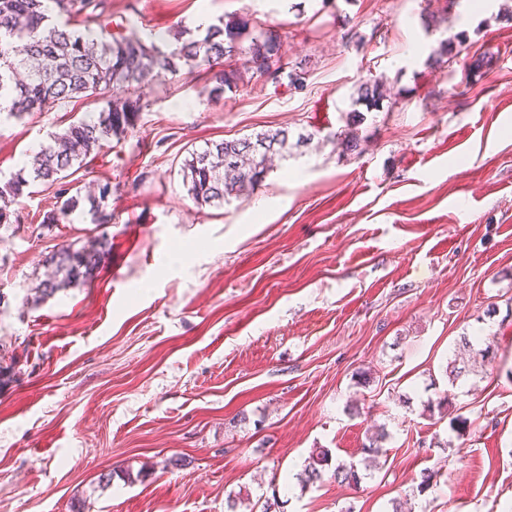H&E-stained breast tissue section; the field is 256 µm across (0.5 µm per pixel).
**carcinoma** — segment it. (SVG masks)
<instances>
[{
  "label": "carcinoma",
  "mask_w": 512,
  "mask_h": 512,
  "mask_svg": "<svg viewBox=\"0 0 512 512\" xmlns=\"http://www.w3.org/2000/svg\"><path fill=\"white\" fill-rule=\"evenodd\" d=\"M95 0H0V120L22 119L47 112L76 98L102 96L114 86L128 91L124 98L107 101L106 109L95 119L81 118L61 132L53 134L52 143L35 154L28 173L22 172L0 185V224L12 223L11 203L36 183L57 185L61 205L45 216L44 222L57 224L75 211L81 201L89 204L95 220L107 221L106 201L109 185L99 195H68L64 179L74 168L86 165V159L99 152L103 143L134 128L148 106L141 82L149 74L175 73L186 66L207 76L205 92L221 98L224 90L248 83L257 77L275 84L282 77L289 85H304L306 72L285 71L280 53V36L267 29L254 35L250 20L231 17L211 25L201 39L188 38L180 47L165 51L146 43L134 33L112 36L76 29L60 16H75L93 5ZM465 42L464 34L439 42L433 51L435 62H454ZM383 78L368 79L357 90L356 103L370 112L380 107L386 97ZM364 114L353 110L346 117V128L336 134L344 150L360 151L365 138L359 135ZM288 152V133L283 130L261 132L253 138L223 140L195 149L183 165L188 195L198 205L224 203L231 197L254 192L269 172L268 158ZM107 253L106 243L93 249L62 246L51 258L53 276L42 281L35 291L40 300L72 284L92 279ZM387 438L385 428L371 433L362 452L364 467L378 456ZM329 462V452L315 449L304 465L302 486L322 478ZM333 477L351 485L361 482L358 465L338 462Z\"/></svg>",
  "instance_id": "1"
}]
</instances>
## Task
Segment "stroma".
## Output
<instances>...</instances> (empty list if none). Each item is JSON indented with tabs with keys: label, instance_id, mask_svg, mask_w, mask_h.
I'll list each match as a JSON object with an SVG mask.
<instances>
[{
	"label": "stroma",
	"instance_id": "stroma-1",
	"mask_svg": "<svg viewBox=\"0 0 512 512\" xmlns=\"http://www.w3.org/2000/svg\"><path fill=\"white\" fill-rule=\"evenodd\" d=\"M511 7L105 0L100 20L75 17L161 36L165 50L199 13L244 17L279 31L306 81L254 79L213 101L202 72L153 78L134 128L69 178L111 187L110 223L85 202L45 223L53 186L12 203L15 222L0 224V362L15 364L0 389V512H227L241 491L251 504L239 512L271 497L276 512H390L396 499L405 512H512ZM460 32L464 59L433 63ZM372 74L390 93L365 115V151L343 152L334 135ZM105 106L0 122V180ZM276 130L288 155L253 194L193 202V149ZM102 238L91 281L33 302L62 245ZM465 336L490 354L453 384L444 369ZM443 396L447 418L429 416ZM380 424L389 437L358 487L329 468L299 486L313 449L359 461Z\"/></svg>",
	"mask_w": 512,
	"mask_h": 512
}]
</instances>
